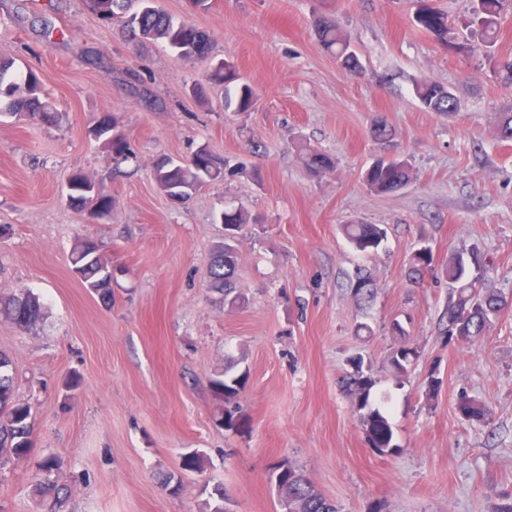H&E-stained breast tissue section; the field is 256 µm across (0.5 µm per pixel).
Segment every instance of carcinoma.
Wrapping results in <instances>:
<instances>
[{
  "label": "carcinoma",
  "instance_id": "cac0c4a2",
  "mask_svg": "<svg viewBox=\"0 0 512 512\" xmlns=\"http://www.w3.org/2000/svg\"><path fill=\"white\" fill-rule=\"evenodd\" d=\"M472 16L468 22L466 40L473 43L471 49L480 51L484 64L492 75L512 84V57L495 52L500 20L505 0H473ZM414 13L416 25L432 35L440 44L458 48L459 34L449 23L448 14L428 4V0H417ZM88 11L97 19L133 41L162 40L166 47L184 60L203 58V52H212L209 35L200 28L174 18L159 7L156 0H84ZM316 35L322 49L336 59L340 67L350 73L362 70V64L351 48L348 36L339 26L329 20L316 25ZM207 86L194 89L197 96L206 95V87L224 89V108L235 112H248L257 101L255 90L227 60L213 63L206 76ZM414 95L420 106L428 112L450 114L458 110L456 97L448 87L436 81H421L414 85ZM18 116L37 124L57 125L64 120L45 93L39 77L32 71H21L14 58L0 56V115ZM92 136L103 141L104 148L117 163L126 162L134 156L125 132L118 128L115 119L104 114L91 130ZM372 137L382 149L379 155L361 174L363 184L377 194H392L413 180L412 165L401 154L388 158L384 153L394 148L395 133L383 119L372 126ZM304 163L310 174L317 176L334 168L333 157L319 149L306 148ZM224 158L209 146H200L183 162L169 157L158 158L153 166V178L161 193L169 201L183 203L193 193L209 182L224 178ZM69 205L89 219H105L112 216V197L103 193L98 184L82 173L73 174L66 186ZM224 243L218 247L208 270L207 288L224 296V303L235 306L241 296L234 293V278L238 266L235 247L240 228L249 223L243 209L231 208L223 212ZM342 231L348 242L359 252L379 249L386 239V231L379 224H346ZM74 272L85 288L103 300L112 299V265L99 254L98 244L91 238H79L70 255ZM431 248L424 245L412 253V278L419 279L432 270ZM489 264L481 256L456 255L448 262L445 275L448 279V303L441 317L448 336L476 341L485 336L489 324L507 307V301L486 287ZM349 288L360 303H369L374 298L372 280L359 269L349 279ZM0 317L20 328H30L45 318V307L35 294L25 291L19 294L0 293ZM415 358V351L405 345L392 348L389 364L402 375L408 372ZM350 370L343 378V387L352 397L356 410L367 407L368 395L375 380L365 373L364 360L354 356L349 361ZM245 375L224 369L222 377L212 381L218 395L224 401L234 400L244 385ZM461 414L471 421L485 417L484 406L475 400L459 403ZM374 448L383 452L390 447L391 428L387 418L372 410L360 415ZM33 421L31 406L15 396V377L10 357L0 351V465L11 460L27 457L32 448ZM55 461L48 458L42 467L43 480L38 487L42 494L55 490L51 475ZM278 478L280 505L283 512H340V508L326 498L290 463L283 461L275 467Z\"/></svg>",
  "mask_w": 512,
  "mask_h": 512
}]
</instances>
